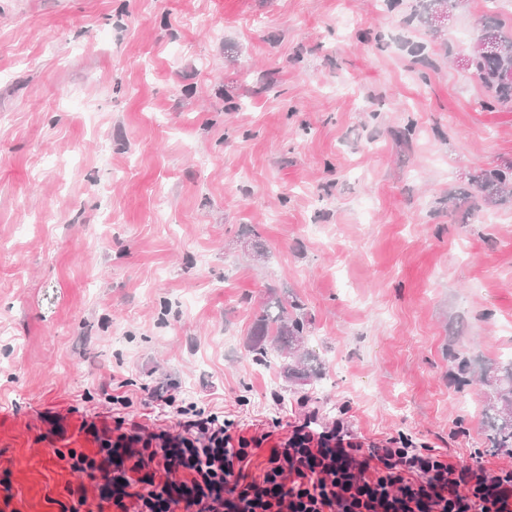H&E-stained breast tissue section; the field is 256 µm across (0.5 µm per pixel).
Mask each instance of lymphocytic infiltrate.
Wrapping results in <instances>:
<instances>
[{
    "label": "lymphocytic infiltrate",
    "mask_w": 512,
    "mask_h": 512,
    "mask_svg": "<svg viewBox=\"0 0 512 512\" xmlns=\"http://www.w3.org/2000/svg\"><path fill=\"white\" fill-rule=\"evenodd\" d=\"M176 408L177 433L105 435L95 452L69 450L70 469L95 491L79 496L83 512H512V448L492 475L441 448H365L340 423L300 424L251 478L250 442L232 441L228 420L193 402ZM160 470L185 477L159 484Z\"/></svg>",
    "instance_id": "obj_1"
}]
</instances>
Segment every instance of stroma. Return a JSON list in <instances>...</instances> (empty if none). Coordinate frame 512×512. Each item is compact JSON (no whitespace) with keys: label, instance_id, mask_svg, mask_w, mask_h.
I'll return each instance as SVG.
<instances>
[{"label":"stroma","instance_id":"1","mask_svg":"<svg viewBox=\"0 0 512 512\" xmlns=\"http://www.w3.org/2000/svg\"><path fill=\"white\" fill-rule=\"evenodd\" d=\"M429 2L0 0V512H71L53 449L170 426L159 383L261 438L255 471L309 393L497 472L512 196L471 177L512 165V111L459 60L512 0ZM272 288L322 380L255 363Z\"/></svg>","mask_w":512,"mask_h":512}]
</instances>
